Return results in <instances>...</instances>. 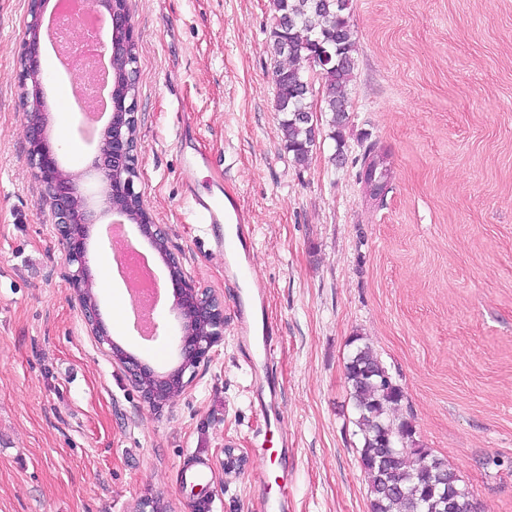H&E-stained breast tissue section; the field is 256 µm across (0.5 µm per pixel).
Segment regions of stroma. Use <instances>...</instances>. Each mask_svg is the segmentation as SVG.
<instances>
[{
  "instance_id": "1",
  "label": "stroma",
  "mask_w": 512,
  "mask_h": 512,
  "mask_svg": "<svg viewBox=\"0 0 512 512\" xmlns=\"http://www.w3.org/2000/svg\"><path fill=\"white\" fill-rule=\"evenodd\" d=\"M28 0H0V512H259L266 432L294 441L290 512H368L344 379L351 337L405 398L418 446L481 512H512V0H351L356 68L342 143L315 112L299 166L274 107L272 0H127L137 44L138 179L185 272L224 303V341L162 409L113 366L71 299L63 244L29 167L18 52ZM392 155L382 203L359 182ZM211 167L187 171L195 152ZM345 160L336 163V152ZM218 187L254 229L278 329L275 420L237 336L234 288L186 192ZM112 339L156 371L125 296L90 267ZM245 460L227 467L225 449ZM501 466H494V459ZM210 483L183 481L190 460Z\"/></svg>"
}]
</instances>
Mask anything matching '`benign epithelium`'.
<instances>
[{
	"mask_svg": "<svg viewBox=\"0 0 512 512\" xmlns=\"http://www.w3.org/2000/svg\"><path fill=\"white\" fill-rule=\"evenodd\" d=\"M46 0H28L29 20L18 56L19 80L24 91H41L53 75L41 64L42 31L45 26ZM92 8L105 12L109 21L108 43L103 45L112 61L123 64L120 75L113 78L109 98L110 120L102 135L104 141L95 156L92 171L103 192L93 198L80 191L78 177L63 169L56 152L45 146L46 115H27L28 163L42 187V202L52 211L56 231L65 245L70 297L78 302L89 333L112 364L125 371L141 393L143 400L160 409L179 396L192 383L197 368L209 361L214 348L224 341V304L206 288L186 275L179 258H165L177 312V324L170 332L173 353L178 365L161 377L145 361L121 349L109 335L100 313L92 286L89 237L85 229L96 221V208L110 212L123 221L131 216L115 205L123 199L143 201L136 191L138 167L136 139L135 86L137 78L134 27L128 10L118 0H92ZM140 234L153 246L167 247L165 233L145 205H140L134 220Z\"/></svg>",
	"mask_w": 512,
	"mask_h": 512,
	"instance_id": "1",
	"label": "benign epithelium"
}]
</instances>
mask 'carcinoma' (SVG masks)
I'll use <instances>...</instances> for the list:
<instances>
[{
    "label": "carcinoma",
    "mask_w": 512,
    "mask_h": 512,
    "mask_svg": "<svg viewBox=\"0 0 512 512\" xmlns=\"http://www.w3.org/2000/svg\"><path fill=\"white\" fill-rule=\"evenodd\" d=\"M350 0H275V13L288 15V31L273 27L270 41L288 40V53L272 49L273 74L284 75L276 107L284 147L293 161L308 163L317 138L300 113L313 111L314 89L306 72L315 40L334 39L336 60L323 66L319 78L325 95L323 111L330 114L332 139L342 145L349 120L348 87L355 69L356 38L349 20ZM391 161L375 151L364 156L359 180L363 191L384 189L390 179ZM353 350L345 364V382L358 428L359 462L368 475V512H478L474 495L444 460L414 444L415 430L407 419L388 412L404 399L372 346L362 337L351 339Z\"/></svg>",
    "instance_id": "obj_1"
}]
</instances>
